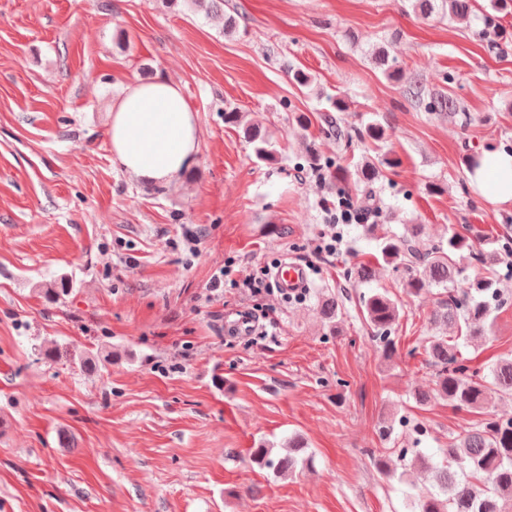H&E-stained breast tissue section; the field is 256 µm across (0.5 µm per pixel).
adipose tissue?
Returning <instances> with one entry per match:
<instances>
[{
  "label": "adipose tissue",
  "instance_id": "obj_1",
  "mask_svg": "<svg viewBox=\"0 0 512 512\" xmlns=\"http://www.w3.org/2000/svg\"><path fill=\"white\" fill-rule=\"evenodd\" d=\"M199 122L180 84L168 78L127 86L112 107L109 139L112 157L130 175L168 183L194 161L199 150ZM488 203L512 207V154H485L469 176Z\"/></svg>",
  "mask_w": 512,
  "mask_h": 512
}]
</instances>
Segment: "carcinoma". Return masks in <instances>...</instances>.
<instances>
[{
	"instance_id": "obj_1",
	"label": "carcinoma",
	"mask_w": 512,
	"mask_h": 512,
	"mask_svg": "<svg viewBox=\"0 0 512 512\" xmlns=\"http://www.w3.org/2000/svg\"><path fill=\"white\" fill-rule=\"evenodd\" d=\"M412 7L424 18L435 12L466 17L471 13L472 0H412ZM408 94L427 112H455L458 108L453 94L429 96L419 82L409 88ZM321 121L327 134L338 140L352 139L341 118L325 113ZM244 133L254 143L258 157L265 161L276 159L275 145L260 126L249 124ZM355 137L379 143L385 139V130L377 123H369ZM308 164L313 171L330 172L340 199L368 210L380 167L392 161L386 157L374 161L363 157L350 167H335L313 152L308 156ZM363 230L366 236L376 240L382 262L403 273L408 294L419 295L435 287L441 289L431 324L452 328L454 335L427 337L425 352L436 368L437 392L455 407L478 413L491 406L497 397H512V357L499 359L488 372L481 373L471 370L458 350V340L469 341L483 335L493 324L492 314L508 303L490 275L475 282L478 299L470 291L457 287L463 251L469 248L467 238L450 230L446 239L428 246L422 240L420 224H406L402 234L383 237L375 235L373 224L363 225ZM372 275L371 264L359 262L347 270L346 278L362 282ZM362 306L383 355L392 357L397 351L392 333L400 318L398 301L386 292H372L363 296ZM342 307L337 298L321 301L320 312L330 327H336ZM301 450V446L295 445L292 452L277 460L270 458L265 448L253 449L252 455L262 467L291 474L297 469L296 453ZM444 455L442 463L432 464L422 456L408 457V450L402 448L394 460L386 455L378 456L377 467L389 476L395 473L397 461L403 467L417 465L432 474L437 491L418 496V512H512V416H488L467 424L462 435L448 442Z\"/></svg>"
}]
</instances>
